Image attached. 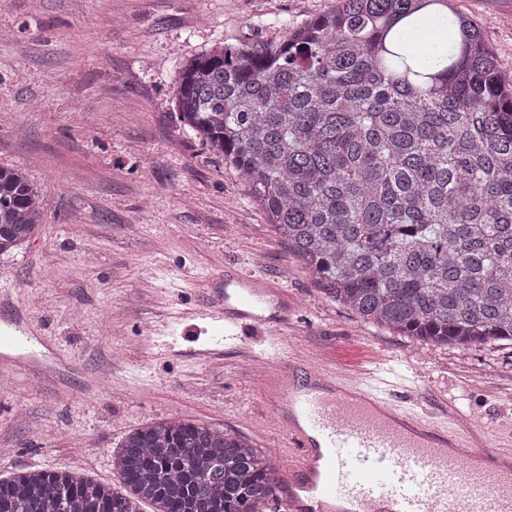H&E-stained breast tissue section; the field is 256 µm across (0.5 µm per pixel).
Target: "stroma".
<instances>
[{
  "label": "stroma",
  "instance_id": "35a3bbf8",
  "mask_svg": "<svg viewBox=\"0 0 512 512\" xmlns=\"http://www.w3.org/2000/svg\"><path fill=\"white\" fill-rule=\"evenodd\" d=\"M337 0H0V167L45 201L0 255V330L27 319L54 351L0 386V478L78 472L122 489L112 452L175 418L280 447L251 377L253 336L212 348L202 318L225 275L292 305L293 354L348 374L385 364L391 399L447 403L501 444L512 344H422L326 298L222 155L178 119L176 77L220 45L279 44ZM512 68V0H454Z\"/></svg>",
  "mask_w": 512,
  "mask_h": 512
}]
</instances>
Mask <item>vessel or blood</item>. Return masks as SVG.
Wrapping results in <instances>:
<instances>
[{"label":"vessel or blood","mask_w":512,"mask_h":512,"mask_svg":"<svg viewBox=\"0 0 512 512\" xmlns=\"http://www.w3.org/2000/svg\"><path fill=\"white\" fill-rule=\"evenodd\" d=\"M211 309L225 338L248 327L264 337L256 354L270 368L263 400L292 459L276 512H473L469 499L448 495L459 475L484 494L485 512H512L511 447L465 452L461 431L378 393L373 370L353 379L294 358L284 290L261 276L228 277ZM33 346L14 325L0 337V372L19 368Z\"/></svg>","instance_id":"1"}]
</instances>
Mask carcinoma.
Here are the masks:
<instances>
[{
  "label": "carcinoma",
  "instance_id": "obj_1",
  "mask_svg": "<svg viewBox=\"0 0 512 512\" xmlns=\"http://www.w3.org/2000/svg\"><path fill=\"white\" fill-rule=\"evenodd\" d=\"M455 49L432 63L401 36L417 0H340L275 47L224 45L181 68L183 125L224 156L330 299L438 345L512 341V69L445 0ZM43 201L0 168V254ZM112 467L131 494L70 472L0 479V512H257L269 453L210 426L130 432Z\"/></svg>",
  "mask_w": 512,
  "mask_h": 512
}]
</instances>
